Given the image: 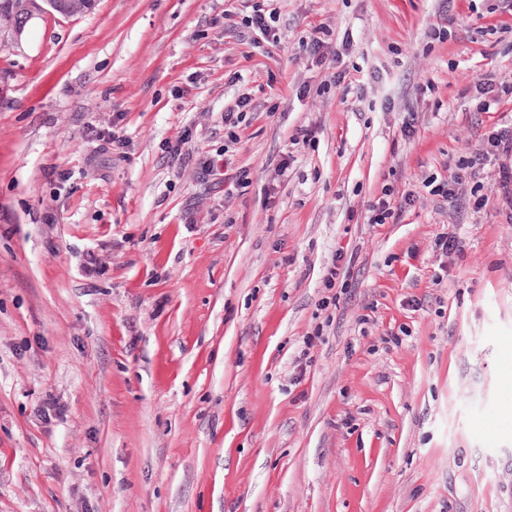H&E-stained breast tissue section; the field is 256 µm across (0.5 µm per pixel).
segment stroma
Returning <instances> with one entry per match:
<instances>
[{
	"label": "stroma",
	"instance_id": "obj_1",
	"mask_svg": "<svg viewBox=\"0 0 512 512\" xmlns=\"http://www.w3.org/2000/svg\"><path fill=\"white\" fill-rule=\"evenodd\" d=\"M272 6L275 45L95 0L0 48V512H512V215L426 186L512 124V0ZM243 95L247 178L205 183ZM394 201L391 190L389 188L382 189L380 197L375 205L372 206L373 215L370 218L371 223L388 224L390 219H392V223H395L403 214L405 208L414 204V194L409 192L402 194L401 200L396 205H394Z\"/></svg>",
	"mask_w": 512,
	"mask_h": 512
}]
</instances>
